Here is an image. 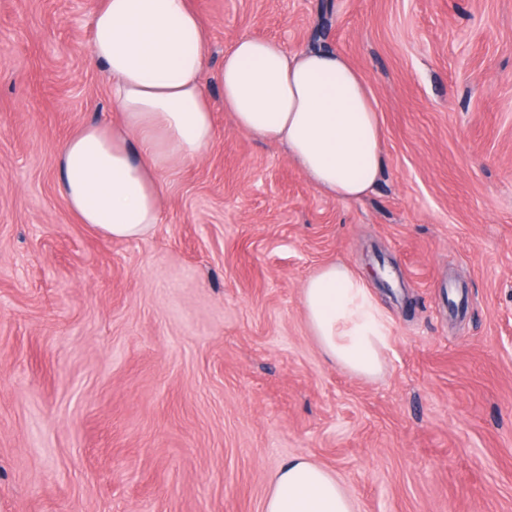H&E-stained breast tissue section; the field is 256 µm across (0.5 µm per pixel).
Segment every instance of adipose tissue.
I'll return each instance as SVG.
<instances>
[{"label": "adipose tissue", "instance_id": "obj_1", "mask_svg": "<svg viewBox=\"0 0 512 512\" xmlns=\"http://www.w3.org/2000/svg\"><path fill=\"white\" fill-rule=\"evenodd\" d=\"M209 34L188 0H102L88 63L112 80L118 124H87L58 153L60 193L79 223L103 236H145L161 218L163 175L202 154L215 136L205 84ZM236 129L286 146L325 195H367L385 162L382 127L359 72L344 56L290 52L278 41L238 38L214 74ZM307 328L333 363L377 377L391 318L364 277L331 262L302 289ZM264 512H353L324 467L283 462Z\"/></svg>", "mask_w": 512, "mask_h": 512}]
</instances>
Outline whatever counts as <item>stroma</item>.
Wrapping results in <instances>:
<instances>
[{"mask_svg": "<svg viewBox=\"0 0 512 512\" xmlns=\"http://www.w3.org/2000/svg\"><path fill=\"white\" fill-rule=\"evenodd\" d=\"M210 68L239 37L345 55L386 164L322 194L234 126L116 241L58 188L60 144L115 123L99 0H0V512H263L280 464L355 512H512V0H191ZM362 274L385 369L331 363L302 283Z\"/></svg>", "mask_w": 512, "mask_h": 512, "instance_id": "stroma-1", "label": "stroma"}]
</instances>
